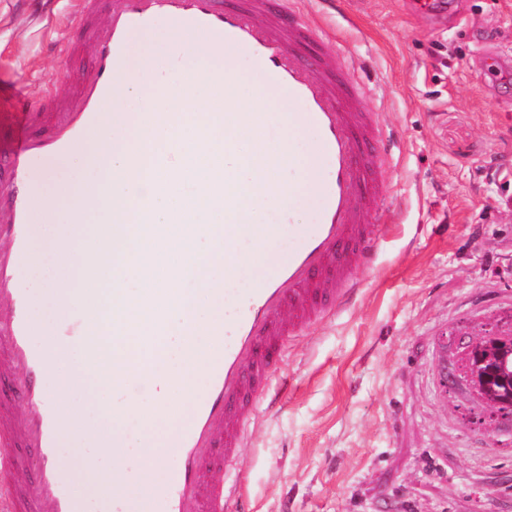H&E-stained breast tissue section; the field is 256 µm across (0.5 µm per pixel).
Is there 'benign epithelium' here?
I'll return each instance as SVG.
<instances>
[{
    "instance_id": "7a95c632",
    "label": "benign epithelium",
    "mask_w": 512,
    "mask_h": 512,
    "mask_svg": "<svg viewBox=\"0 0 512 512\" xmlns=\"http://www.w3.org/2000/svg\"><path fill=\"white\" fill-rule=\"evenodd\" d=\"M446 340L450 359V371L443 379L446 392L453 393L465 386L473 404L489 407V412L477 419L481 425L500 424L509 419L499 408L512 402L500 390V386L507 387L512 381L508 361L512 355V317L488 318L477 337L453 329Z\"/></svg>"
}]
</instances>
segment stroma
Returning a JSON list of instances; mask_svg holds the SVG:
<instances>
[{"label":"stroma","mask_w":512,"mask_h":512,"mask_svg":"<svg viewBox=\"0 0 512 512\" xmlns=\"http://www.w3.org/2000/svg\"><path fill=\"white\" fill-rule=\"evenodd\" d=\"M299 4L322 65L351 62L391 135L371 221L394 218L346 304L286 342L288 387L260 400L226 467L243 485L236 512H512V437L465 423L435 354L449 327L512 308V0H453L440 15L405 0ZM73 10L0 0V85L40 98L35 137L91 63ZM200 38L158 23L126 65L165 68ZM55 271L46 253L24 280L42 323Z\"/></svg>","instance_id":"obj_1"}]
</instances>
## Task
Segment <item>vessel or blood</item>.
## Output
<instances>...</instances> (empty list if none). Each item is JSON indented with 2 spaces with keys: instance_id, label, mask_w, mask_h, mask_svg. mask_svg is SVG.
Listing matches in <instances>:
<instances>
[{
  "instance_id": "b4317fda",
  "label": "vessel or blood",
  "mask_w": 512,
  "mask_h": 512,
  "mask_svg": "<svg viewBox=\"0 0 512 512\" xmlns=\"http://www.w3.org/2000/svg\"><path fill=\"white\" fill-rule=\"evenodd\" d=\"M286 0H79L78 27L94 48L89 70L77 73L72 98L60 104L51 135L28 134L32 104L15 95L0 114V161L10 180L0 189V382L11 383L28 411L16 416L9 401L0 399V512H79L61 481L57 454L60 420L48 394L46 358L32 316V296L21 285L30 261V237L36 205L32 189L35 164L65 154L87 130L107 126L104 103L114 95L125 68L133 35L162 21L205 33L229 51L227 66L248 55L258 73V92L266 98L287 94L300 104L297 112L279 115L281 126L312 134L318 154L329 167L315 187L321 206L315 223L295 236L285 261L268 272L236 300L224 288L212 290L224 316L209 331L221 342L205 361L208 385L191 398L192 411L169 439L178 460L160 495H148L143 512H224L241 495L237 480L225 478L226 465L244 446L245 426L259 398L273 389L271 352L287 336L321 321L353 288L354 269L376 248L379 229L370 224L371 201L385 196L380 163L383 135L366 109L364 87L342 62L314 72L320 36L309 23L287 10ZM105 15V29L91 19ZM206 82L223 86V70L198 66L184 70L182 86L192 91ZM276 224H239L235 231L253 253L266 251L281 238ZM85 237L87 268L71 293L80 313L58 321L51 331L62 344L74 342L92 360H100L99 330L92 317L99 296L97 283L110 275L100 250L112 238V227L124 223L125 212L104 208ZM112 377L121 384L119 401L138 399L143 385L132 376L120 349L112 351Z\"/></svg>"
}]
</instances>
